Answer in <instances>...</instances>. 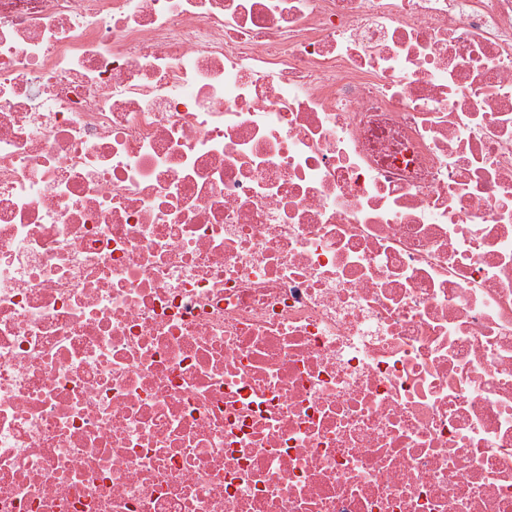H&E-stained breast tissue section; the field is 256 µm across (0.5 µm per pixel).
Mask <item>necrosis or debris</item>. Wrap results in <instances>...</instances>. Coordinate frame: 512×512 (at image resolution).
I'll use <instances>...</instances> for the list:
<instances>
[{
	"instance_id": "1",
	"label": "necrosis or debris",
	"mask_w": 512,
	"mask_h": 512,
	"mask_svg": "<svg viewBox=\"0 0 512 512\" xmlns=\"http://www.w3.org/2000/svg\"><path fill=\"white\" fill-rule=\"evenodd\" d=\"M0 512H512V0H0Z\"/></svg>"
}]
</instances>
